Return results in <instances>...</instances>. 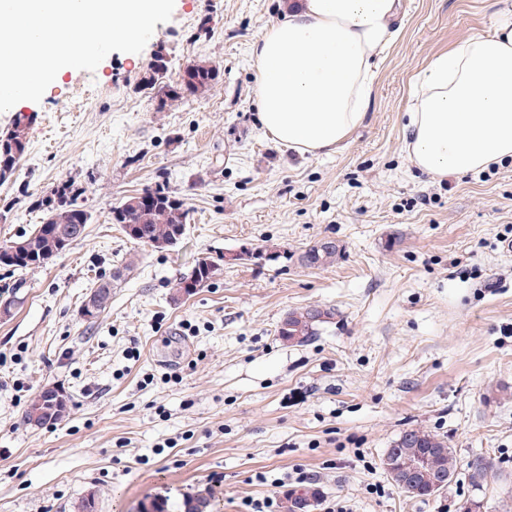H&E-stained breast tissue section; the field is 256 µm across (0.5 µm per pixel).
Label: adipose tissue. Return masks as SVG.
Returning <instances> with one entry per match:
<instances>
[{
    "mask_svg": "<svg viewBox=\"0 0 512 512\" xmlns=\"http://www.w3.org/2000/svg\"><path fill=\"white\" fill-rule=\"evenodd\" d=\"M400 0H301L254 41L258 120L289 148L327 152L363 125ZM406 151L432 178L512 159V7L434 57L414 82Z\"/></svg>",
    "mask_w": 512,
    "mask_h": 512,
    "instance_id": "obj_1",
    "label": "adipose tissue"
}]
</instances>
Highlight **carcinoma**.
I'll return each instance as SVG.
<instances>
[{
  "mask_svg": "<svg viewBox=\"0 0 512 512\" xmlns=\"http://www.w3.org/2000/svg\"><path fill=\"white\" fill-rule=\"evenodd\" d=\"M167 66H148L140 79L141 85L151 90L158 89L157 111L188 96L203 95L218 82L220 70L208 62H197L183 70L175 84H162ZM29 124L15 118L11 128L0 132V171L10 172L3 182L11 180L21 158L27 151ZM72 184L65 183L54 190V198L37 201V206L44 211L41 223L19 239L0 246V256L9 258V267L27 270L49 263L48 256H58L82 234L73 235L68 229L86 227L89 212L77 202ZM188 209L185 202L166 191L163 187L145 188L123 199L112 208V223L120 225L123 232L133 241L142 245L177 244L185 234ZM341 248L333 243L319 241L306 250L300 261L308 267H324L336 262ZM215 261L208 258L196 261L190 274L181 277L174 284L175 293L191 294L190 288H200L212 279L216 271L212 269ZM96 297L98 311H104L112 298V282L99 284L92 290ZM334 312L321 309L316 305L295 309L288 312L278 327L281 341L291 344L293 337L300 340L299 345L308 342L316 334V326L323 319L331 318ZM68 414L66 397L56 391H43L36 395L27 405L25 419L27 424L40 427L50 422H58ZM429 448L442 449L438 463L447 481H452L458 469V459L454 451L448 448V442L436 434L420 428L402 432L394 439L388 455L414 458ZM317 492L303 489L288 495L287 512H307L310 501Z\"/></svg>",
  "mask_w": 512,
  "mask_h": 512,
  "instance_id": "1",
  "label": "carcinoma"
}]
</instances>
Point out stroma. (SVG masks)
Returning a JSON list of instances; mask_svg holds the SVG:
<instances>
[{
    "label": "stroma",
    "instance_id": "stroma-1",
    "mask_svg": "<svg viewBox=\"0 0 512 512\" xmlns=\"http://www.w3.org/2000/svg\"><path fill=\"white\" fill-rule=\"evenodd\" d=\"M495 0H402V30L377 72L367 118L332 153L284 147L260 127L251 47L298 0H175L142 52L69 69L31 115L28 148L0 185V245L40 223L32 199L68 181L92 215L82 239L33 270L0 268V512H168L202 490L214 512L267 495L256 479L295 468L318 492L309 512H512V161L434 180L406 155L416 76L488 30ZM167 83L193 61L219 82L158 111L140 78L156 54ZM91 96H84V89ZM166 184L189 211L183 239L134 243L111 213ZM322 239L342 255H300ZM247 248L190 295L198 259ZM137 265L97 319L81 314L101 276ZM333 309L302 345L278 326L293 309ZM70 413L26 424L45 389ZM410 428L444 437L459 460L442 494L397 489L381 460ZM482 461L484 478L472 465ZM221 478L213 486V478ZM341 254V247L336 243H324L319 241L306 250L301 256L300 261L308 267H324L334 264Z\"/></svg>",
    "mask_w": 512,
    "mask_h": 512
}]
</instances>
